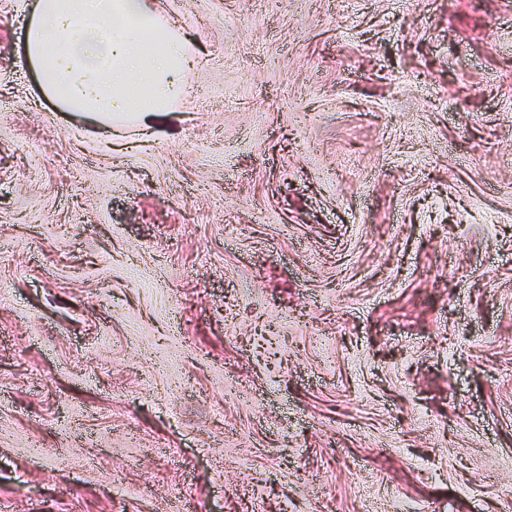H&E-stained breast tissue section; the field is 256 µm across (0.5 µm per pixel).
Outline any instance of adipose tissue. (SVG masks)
<instances>
[{"mask_svg": "<svg viewBox=\"0 0 512 512\" xmlns=\"http://www.w3.org/2000/svg\"><path fill=\"white\" fill-rule=\"evenodd\" d=\"M26 54L62 110L108 122L172 111L193 69L151 0H36Z\"/></svg>", "mask_w": 512, "mask_h": 512, "instance_id": "obj_1", "label": "adipose tissue"}]
</instances>
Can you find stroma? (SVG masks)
<instances>
[{"mask_svg": "<svg viewBox=\"0 0 512 512\" xmlns=\"http://www.w3.org/2000/svg\"><path fill=\"white\" fill-rule=\"evenodd\" d=\"M0 0V512H505L512 0H155L147 126Z\"/></svg>", "mask_w": 512, "mask_h": 512, "instance_id": "stroma-1", "label": "stroma"}]
</instances>
